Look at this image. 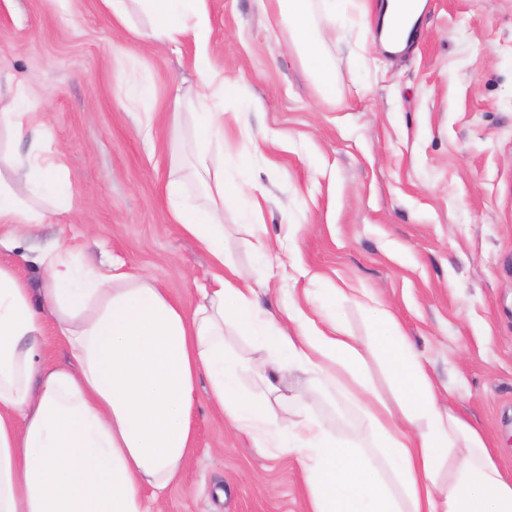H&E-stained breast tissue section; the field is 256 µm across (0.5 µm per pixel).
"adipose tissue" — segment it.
Wrapping results in <instances>:
<instances>
[{
	"instance_id": "1",
	"label": "adipose tissue",
	"mask_w": 512,
	"mask_h": 512,
	"mask_svg": "<svg viewBox=\"0 0 512 512\" xmlns=\"http://www.w3.org/2000/svg\"><path fill=\"white\" fill-rule=\"evenodd\" d=\"M115 28L163 43L193 36L197 76L193 158L173 155L165 184L173 221L213 256L214 286L185 311L148 274L121 264L82 267L69 245L41 252L39 287L0 263V512H161L192 448L196 382L210 381L209 401L255 447L299 462L307 512H512V476L487 438L443 403L421 353L385 303L363 301L375 327L372 344L340 322H325L313 297L289 301L284 331L251 277L224 258V202L246 197L261 210L253 186L224 180V114L209 111L224 79L208 63L205 0H102ZM291 41L325 97L336 73L322 26L339 0H272ZM141 13L146 28L130 23ZM24 86L0 96V248L21 243L50 215L77 202L55 151L17 143L46 130ZM201 195L186 203L187 183ZM68 351L49 364L46 325ZM250 338L249 352L230 337ZM374 347L398 390L390 409L372 385L364 353ZM311 376L317 389H345L370 422L375 448L340 446L328 421L295 394L302 412L280 415L287 373Z\"/></svg>"
}]
</instances>
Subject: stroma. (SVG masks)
I'll return each mask as SVG.
<instances>
[{
  "mask_svg": "<svg viewBox=\"0 0 512 512\" xmlns=\"http://www.w3.org/2000/svg\"><path fill=\"white\" fill-rule=\"evenodd\" d=\"M346 0L327 45L336 97L323 98L286 26L260 0H207L208 57L224 74V125L247 113L258 149L224 153V176L265 195L272 263L251 251L244 203L224 204V254L286 305L296 286L349 288L398 317L452 408L512 469V0H426L420 36L400 55L371 39ZM193 38L118 37L100 0H0V92L22 83L50 116L48 143L81 202L25 241L64 242L90 265L156 276L185 309L210 287L212 259L173 224L163 195L175 91H189ZM151 88L150 134L119 91L123 70ZM199 377L195 442L164 512H304L298 463L270 458L208 401ZM338 438L359 411L316 392ZM223 487L216 497L215 487Z\"/></svg>",
  "mask_w": 512,
  "mask_h": 512,
  "instance_id": "35a3bbf8",
  "label": "stroma"
}]
</instances>
